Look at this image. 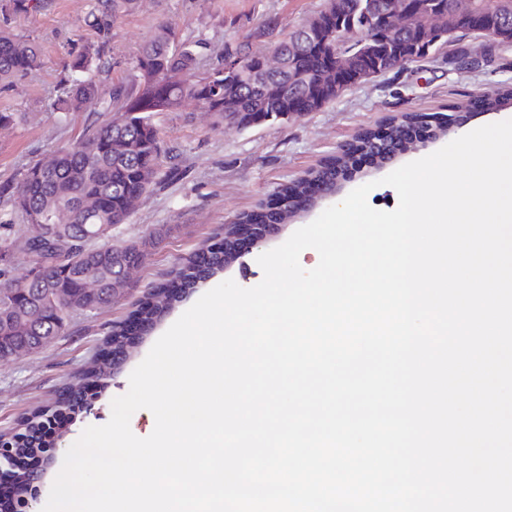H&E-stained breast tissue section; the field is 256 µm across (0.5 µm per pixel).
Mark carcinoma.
Masks as SVG:
<instances>
[{
  "label": "carcinoma",
  "instance_id": "1",
  "mask_svg": "<svg viewBox=\"0 0 512 512\" xmlns=\"http://www.w3.org/2000/svg\"><path fill=\"white\" fill-rule=\"evenodd\" d=\"M343 2L344 9L338 13L336 0H328L313 20L331 16L332 27L338 30V50L354 56L357 64L371 66L377 74L395 69L402 58L411 62L427 58L448 44L450 33L459 27V22L443 10L438 13L433 35H423L408 26L389 34L380 25L388 0H372L370 16L358 9L360 0ZM131 3L133 0H94L89 24L96 30L97 41L84 46L68 65L65 90L56 100L55 111L64 115L92 113L83 134L71 145L54 151L51 162L31 163L16 181L0 185V198L11 201L33 227L32 234L15 239L14 225L0 223V291L31 295L41 289L49 292L58 284L71 289L64 303L45 298L43 306L48 313L43 317L31 318L27 306L14 308L6 319L0 317V336L22 342L41 333L57 334L65 330L75 313L112 303V286L127 287L126 266L141 263L147 247L165 234L160 227L140 241L112 243V228L129 220L152 187L161 164L163 150L154 113L173 109L183 98L192 97L220 119L226 111L233 113L234 122L246 129L281 122L293 112H316L322 108L317 96L330 97L328 83L336 75L328 69L326 53L315 50L314 43L302 41L303 24L288 41L278 40L271 47L281 53L284 66L253 76L234 71L227 61L240 55L256 57L261 52L228 48L215 67L198 75L194 52L188 47L173 48V33L162 25L137 57V81L131 86H107L100 75L111 68L112 28ZM39 4L40 0H0V14L27 13ZM40 65L41 52L34 41L0 30L1 85L13 84ZM477 98L484 111H498L505 104L512 105V85ZM418 117L417 113L404 112L390 118L379 162L391 160L417 139ZM356 160L347 155L331 158L313 173V180L281 186L278 195L287 202V215L305 209L317 195L346 179ZM15 246L41 252L40 269L46 283L33 278L31 272L20 278L12 274L10 250ZM206 253L208 257L198 253L177 269L181 292L200 287L235 259L232 232L225 233L220 250L208 248ZM90 269L105 283V289L89 293L80 289ZM177 298L179 294L160 285L140 300L136 315L151 327L169 312ZM112 373L110 361L89 365L78 380L62 388L53 406L34 411L14 435L1 434L4 447L16 460L50 447L51 439L44 437L46 423L54 420L56 427H61L64 414L80 410L88 391L109 387ZM10 479L18 498L28 494L25 469L16 467Z\"/></svg>",
  "mask_w": 512,
  "mask_h": 512
}]
</instances>
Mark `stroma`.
Masks as SVG:
<instances>
[{"instance_id": "stroma-1", "label": "stroma", "mask_w": 512, "mask_h": 512, "mask_svg": "<svg viewBox=\"0 0 512 512\" xmlns=\"http://www.w3.org/2000/svg\"><path fill=\"white\" fill-rule=\"evenodd\" d=\"M92 3L44 0L38 10L6 22L10 32L37 41L42 64L16 80L9 91L0 92V109L19 115L14 125L0 128V184L14 179L32 159L71 144L84 127L87 113L59 117L54 101L72 51L94 37L85 23ZM326 4L327 0H137L112 30L111 80L134 83V61L159 25L172 28L179 44L198 46L199 67L205 70L224 48L265 50ZM270 20L276 23L271 31L266 28ZM506 84L512 85V45L500 48L491 66L474 73L452 70L443 47L425 60L351 86L319 111L281 123L242 129L217 120L193 99L172 111L156 113L154 122L164 150L157 184L138 202L129 221L113 230L112 241L123 244L161 226L168 227V235L149 249L131 276L128 291L111 306L76 313L68 329L42 349L0 358V433L5 434L33 411L54 404L60 389L99 358L113 325L129 324L140 336L136 352L120 365L110 386L90 398L81 412L67 417L56 447L38 457L41 480L34 512H42L70 446L84 428L109 421L111 402L127 392L131 372L199 298L198 293H191L161 323L144 331L133 324L132 315L146 292L172 281L185 258L223 239L226 224L261 210L276 198L281 185L318 169L391 115L460 107L468 115L454 129L457 137L512 119V108L498 112L472 109L476 92H491ZM442 146L439 140L424 141L384 165L359 156L357 170L342 190L348 193L373 183L369 204L378 210H393L398 195L383 184V177Z\"/></svg>"}]
</instances>
